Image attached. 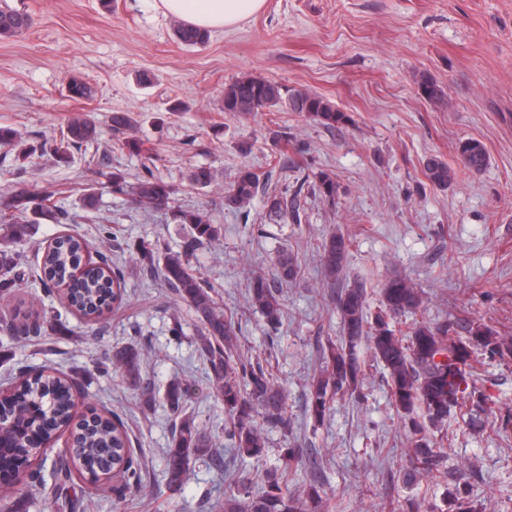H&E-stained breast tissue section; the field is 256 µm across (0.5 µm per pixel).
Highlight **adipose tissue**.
Returning <instances> with one entry per match:
<instances>
[{"label":"adipose tissue","instance_id":"1","mask_svg":"<svg viewBox=\"0 0 512 512\" xmlns=\"http://www.w3.org/2000/svg\"><path fill=\"white\" fill-rule=\"evenodd\" d=\"M263 5L264 0H158L165 14L205 30L232 26Z\"/></svg>","mask_w":512,"mask_h":512}]
</instances>
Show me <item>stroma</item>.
Returning <instances> with one entry per match:
<instances>
[{"label":"stroma","mask_w":512,"mask_h":512,"mask_svg":"<svg viewBox=\"0 0 512 512\" xmlns=\"http://www.w3.org/2000/svg\"><path fill=\"white\" fill-rule=\"evenodd\" d=\"M8 2L33 25L0 40V125L29 142L52 140L84 112L102 131L70 163L43 157L18 173L0 147V195L48 190L70 215L64 224L43 222L23 249L31 256L56 236L78 234L90 242L91 258L106 254L125 274L122 306L96 323L63 313L59 292H46L34 271L14 295L0 294V388L14 389L30 369L70 377L77 417L92 409L117 412L144 465L136 490L77 478L86 512H211L204 498L221 495L227 471L259 482L286 448L300 454L290 492L304 494L319 480L332 512H392L411 497L446 512L449 493L458 489L490 512H512V444L496 436L493 418L482 413L470 427L451 412L441 477L403 484L408 426L389 402L383 368L367 343L356 349L363 399L334 396L320 423L305 410L321 349L341 337L319 262L330 233L350 237L342 283L364 286L370 313L379 312L381 290L393 275L422 290L425 310L398 317L397 329L446 320L462 336L473 322L512 336V0H265L258 13L210 31L205 44L192 47L176 39V18L154 0ZM143 72L151 84L139 83ZM246 75L320 94L351 121L330 132L285 106L244 117L225 113V86ZM424 75L443 87L444 104L420 96ZM73 76L92 86L91 98L69 97ZM177 100L183 110L171 111ZM116 111L136 119L132 134L170 186L171 209L148 211L108 192L110 173L121 172L131 183L142 173L139 158L112 141ZM281 134L287 143H278ZM468 138L488 151L482 172L459 166L456 147ZM243 141L251 143L250 154L240 153ZM431 156L456 167L448 189L426 180L423 163ZM197 166L211 168L210 187L188 181ZM244 166L272 173L277 187L303 184L299 218L269 216L262 195L245 214L226 206L224 191ZM321 170L340 186L335 205L306 187ZM91 185L99 201L90 213L81 195ZM198 208L224 232L198 252L194 265L238 322L241 352L268 365L287 398L288 426L268 433L259 460L235 459L224 447V407L210 393L189 306L160 278L144 274L128 250L102 244L104 228L112 227L127 242L178 250L183 230L174 212ZM283 248L297 257L300 273L282 289L284 316L273 331L250 308L246 284L251 273L269 271ZM22 300L62 312L68 333H19L11 313ZM177 322L184 331L179 339L171 334ZM133 340L141 346L143 382L159 392L172 382L190 386L189 409L220 450L216 459L193 463L176 494L166 484L167 407L146 403L120 374L99 369L113 348ZM473 359L480 390L512 409V355L492 357L477 346Z\"/></svg>","instance_id":"1"}]
</instances>
